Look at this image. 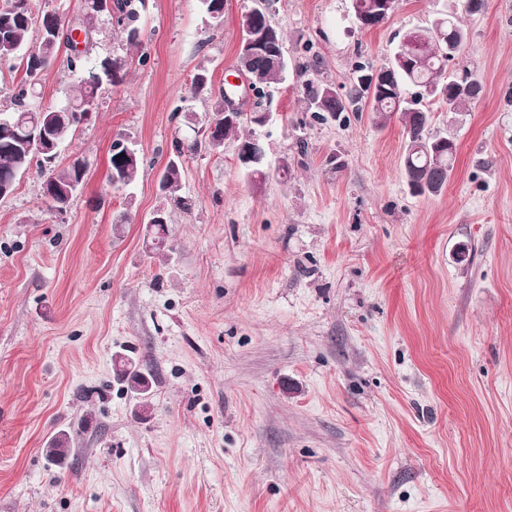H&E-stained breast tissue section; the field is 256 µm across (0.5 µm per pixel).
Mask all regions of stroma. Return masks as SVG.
Segmentation results:
<instances>
[{
  "instance_id": "stroma-1",
  "label": "stroma",
  "mask_w": 512,
  "mask_h": 512,
  "mask_svg": "<svg viewBox=\"0 0 512 512\" xmlns=\"http://www.w3.org/2000/svg\"><path fill=\"white\" fill-rule=\"evenodd\" d=\"M250 4L224 0L213 27L197 0H145L143 63L61 152L87 166L67 211L33 172L0 199V512H512V0L460 17L483 85L462 122L426 102L457 144L438 196L411 193L398 120L322 121L302 88L383 64L448 0H397L370 30L352 0H274L288 79L230 90L275 114L267 177L229 142L187 156L173 248L149 252L161 173L212 106L191 78L227 88ZM96 26L88 68L128 51ZM121 135L143 164L117 191ZM118 353L150 374L148 419Z\"/></svg>"
}]
</instances>
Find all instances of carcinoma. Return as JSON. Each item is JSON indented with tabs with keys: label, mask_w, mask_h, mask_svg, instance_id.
<instances>
[{
	"label": "carcinoma",
	"mask_w": 512,
	"mask_h": 512,
	"mask_svg": "<svg viewBox=\"0 0 512 512\" xmlns=\"http://www.w3.org/2000/svg\"><path fill=\"white\" fill-rule=\"evenodd\" d=\"M83 13L80 21L85 33L95 31V22L104 14L100 0H82ZM472 0H451L448 12L452 19V29L439 35L434 27L428 26L412 31L419 42V64L410 68L404 61L405 44H399L382 67L387 69L389 86L379 89L372 95L371 111L380 126L394 116L398 117L405 136L403 154V175L408 185L418 195H438L448 185L454 170L456 144L448 136L440 135L432 130L434 116L423 104H410L407 90L417 87L416 95L423 96V91L432 88L430 97H442L440 104L451 118H460L469 112L471 105L479 99L482 83L471 70L464 68L462 73L448 72V53L455 45H460L459 54H464L468 43V32L458 20V12H469L468 3ZM143 0H112V10L123 16L125 23L120 26L128 45H140V29L138 5ZM61 18L55 13L41 12L35 0H0V62L21 63L26 66L25 77L16 84L12 91L14 110L4 114L0 112V120L11 125V133L0 137V182L10 181L17 184L20 177L34 166L43 176L41 183L42 196L49 204V211L61 210L70 205L73 196L70 192L84 184L85 168L74 160L63 167L55 166V160L49 154L24 158L25 145L32 127L37 123H48L55 134L54 140L69 144L76 131L83 124L85 116L93 114L98 106L99 91L103 82L117 87L125 83L133 60L143 62V57L132 56L105 57L97 69L87 71L81 57L70 54L67 66L70 72L78 76L75 93L68 100L57 106L39 107L35 99L39 97L36 84L32 82L34 71L47 70L56 63L61 48L68 44L48 40L46 47L40 52L42 61H37L32 54H27L31 40L39 37L40 31H52L59 27ZM254 87L260 97L270 96L277 86L285 81L286 71L273 63L272 57L266 54L253 56L245 61ZM352 89L344 97L326 92L329 82L322 79H310L303 85V98L306 101L317 100L319 112L336 116L352 107L362 109V100L368 91L363 89L351 78ZM250 126L248 119H241L234 127L224 130L222 137L235 144L237 152L246 148H256L260 144L258 127L243 132ZM199 144L194 141L185 146L178 143L170 163L165 166L161 178L160 189L165 196L176 205L185 207L187 203L180 196L182 161L185 153L198 152ZM141 163L118 166V157L110 153L109 169L115 171L118 182L122 186L130 185L137 178ZM146 243L150 251L162 252L172 249L168 226L165 224L146 225ZM114 371L119 380L127 384V388L135 394L142 395L138 402V414L147 418L152 412L151 398L141 389V381L146 379L136 363L129 357L117 355L114 358ZM59 461L66 460L72 453L71 439L68 433L57 434L49 445Z\"/></svg>",
	"instance_id": "carcinoma-1"
}]
</instances>
